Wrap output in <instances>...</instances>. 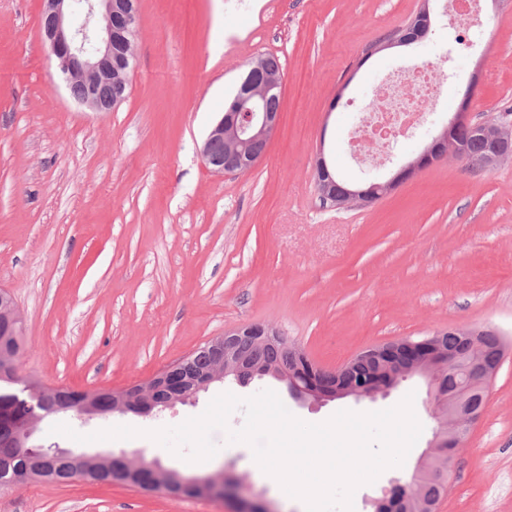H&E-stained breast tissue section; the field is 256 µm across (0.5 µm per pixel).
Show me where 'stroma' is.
Returning <instances> with one entry per match:
<instances>
[{"instance_id": "stroma-1", "label": "stroma", "mask_w": 512, "mask_h": 512, "mask_svg": "<svg viewBox=\"0 0 512 512\" xmlns=\"http://www.w3.org/2000/svg\"><path fill=\"white\" fill-rule=\"evenodd\" d=\"M421 0H137L128 93L95 112L70 97L40 36L42 0H0V288L23 319L19 373L48 389L121 390L153 377L225 330L276 327L321 368L403 337L492 327L512 341V160L487 174L446 160L373 204L323 205L315 161L348 180L386 178L417 155L463 99L473 71L477 117L512 110V0H485L482 39L452 29L438 0L430 33L369 54L405 28ZM460 39L446 61L449 38ZM279 59L280 122L263 160L241 175L212 173L206 134L248 62ZM430 66L441 99L383 167L348 146L380 78ZM270 389L297 418L373 412L413 395L422 433L403 466L353 495L354 512L405 483L437 422L422 378L376 400L299 406L269 378L227 379L150 417L50 415L34 439L75 452L123 451L191 474L224 472L277 512H302L251 447L212 435L219 452L188 463L145 438L203 413L218 394ZM66 424L84 441L52 433ZM117 425L128 440L87 441ZM0 512H236L232 502L174 498L122 484L72 480L0 488ZM437 512H512V353L450 467Z\"/></svg>"}]
</instances>
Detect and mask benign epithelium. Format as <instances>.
I'll return each instance as SVG.
<instances>
[{
    "label": "benign epithelium",
    "instance_id": "obj_1",
    "mask_svg": "<svg viewBox=\"0 0 512 512\" xmlns=\"http://www.w3.org/2000/svg\"><path fill=\"white\" fill-rule=\"evenodd\" d=\"M43 36L50 47L54 60L65 75L67 87L80 86L84 89L76 101L95 112H109L124 99V88L131 69L133 40L136 35L137 9L135 0H43ZM479 81V72H474L468 83L467 92L458 111L448 119V126L435 137L438 143L447 137L450 129L473 130L485 141L487 151L478 154H460L459 145L448 143V152L462 155V162L473 172L489 173L505 159L512 156V124L500 118L476 120L469 112L472 96ZM108 87L113 94L103 97L100 88ZM279 88L275 76L268 74L266 61L258 58L249 64L247 79L225 113L209 130L201 149L204 164L217 175L241 174L251 171L263 158L265 150L257 145L268 144L276 130L280 112L268 108L267 101ZM433 146H426L419 156L400 166L389 179L375 186L365 187L358 183L339 185L329 174L325 159L319 158L316 169V185L321 200L336 208L351 204L364 205L372 194L385 195L396 183L413 176L419 170L433 163ZM260 336L271 345L277 344L284 336L271 326L246 324L224 331L208 342L216 351L224 350V372H212L207 377L196 379V390L204 391L212 383L229 374L232 344L240 336ZM437 332L420 340L422 346L435 348L433 358L425 361H407L400 347L414 349L410 338H401L374 346L364 354L374 357L387 371L390 378L374 380L366 384L346 383L354 361L327 371L331 383L322 389L301 383L292 367L280 371V378L286 384L288 396L297 403L307 401L323 402L335 398L353 397L360 401L386 397L391 390L408 377H422L428 387V396L433 406L447 398L438 385V375L452 372L458 359L448 353L438 342ZM499 369L481 357L466 363V381L452 407L448 408V423L451 424L456 446L463 444L469 426L479 419L486 410L487 388ZM202 496L232 500L244 512L262 509L270 512L266 503L250 499L244 493L240 481L228 484L223 478L208 481L202 489Z\"/></svg>",
    "mask_w": 512,
    "mask_h": 512
}]
</instances>
